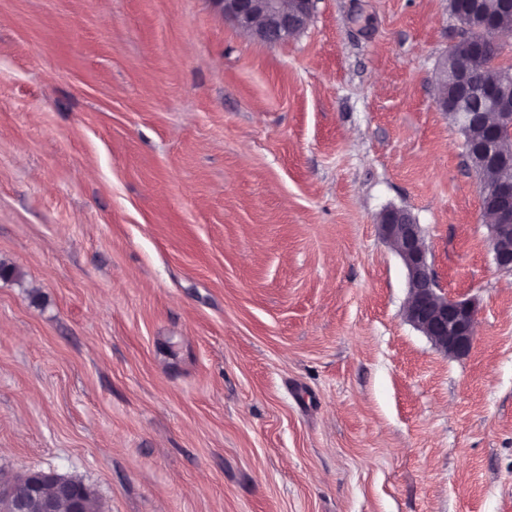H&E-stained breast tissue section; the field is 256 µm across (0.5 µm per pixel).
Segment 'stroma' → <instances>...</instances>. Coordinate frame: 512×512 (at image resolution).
I'll return each instance as SVG.
<instances>
[{
  "mask_svg": "<svg viewBox=\"0 0 512 512\" xmlns=\"http://www.w3.org/2000/svg\"><path fill=\"white\" fill-rule=\"evenodd\" d=\"M448 0H0V472L101 512H512V273L434 105ZM390 206L469 354L404 319ZM243 32L267 44L294 40L308 27L314 0H216Z\"/></svg>",
  "mask_w": 512,
  "mask_h": 512,
  "instance_id": "35a3bbf8",
  "label": "stroma"
}]
</instances>
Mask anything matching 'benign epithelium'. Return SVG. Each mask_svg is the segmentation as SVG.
Listing matches in <instances>:
<instances>
[{"label":"benign epithelium","mask_w":512,"mask_h":512,"mask_svg":"<svg viewBox=\"0 0 512 512\" xmlns=\"http://www.w3.org/2000/svg\"><path fill=\"white\" fill-rule=\"evenodd\" d=\"M236 26L267 44H282L301 35L308 27L314 0H217ZM463 28L478 29L483 39L479 46L495 45L512 31L504 28L498 15L485 11L477 0L454 13ZM447 67L451 97L436 96L442 112H452L474 129L467 146V159L478 174V189L484 200L483 212L488 224L493 258L497 267L512 271V182H487L484 174L512 169V154L501 148L498 127L512 128V81L491 76L477 84L469 68L453 56ZM382 239L400 258L408 285L406 320L434 347L451 357L467 355L473 344L478 309L471 298L450 297L442 292L428 260L422 229L405 208L385 210L378 220ZM10 501L11 512H87L90 488L56 474L30 472L1 483Z\"/></svg>","instance_id":"1"}]
</instances>
